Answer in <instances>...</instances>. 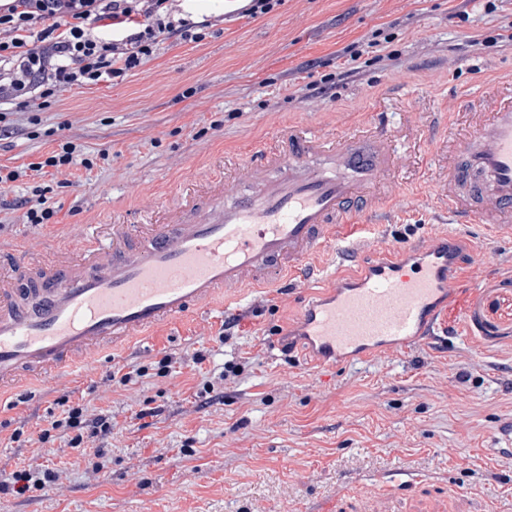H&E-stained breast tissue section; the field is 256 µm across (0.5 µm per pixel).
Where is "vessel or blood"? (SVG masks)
Segmentation results:
<instances>
[{
  "label": "vessel or blood",
  "instance_id": "1",
  "mask_svg": "<svg viewBox=\"0 0 512 512\" xmlns=\"http://www.w3.org/2000/svg\"><path fill=\"white\" fill-rule=\"evenodd\" d=\"M487 112L448 161L438 199L451 221L512 241V84L482 88ZM251 190L223 180L198 186L182 203L141 224L113 217L109 245L61 260L19 259L20 275L0 289V394L15 382L69 368L101 344L120 350L218 294L263 288L280 277L316 290L295 331L316 365L335 367L416 342L446 337L443 313L461 291L469 254L457 231L361 259L348 241L355 218L395 167L386 130L330 140L280 131L255 160L225 159ZM335 245L356 278L323 287L309 255Z\"/></svg>",
  "mask_w": 512,
  "mask_h": 512
}]
</instances>
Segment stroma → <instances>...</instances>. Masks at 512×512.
<instances>
[{
	"label": "stroma",
	"instance_id": "1",
	"mask_svg": "<svg viewBox=\"0 0 512 512\" xmlns=\"http://www.w3.org/2000/svg\"><path fill=\"white\" fill-rule=\"evenodd\" d=\"M171 7L209 22L206 38L165 42L124 80L59 92L38 113L12 104L0 165L40 161L64 138L96 164L46 176L59 206L48 223L0 211V249L83 253L87 225L116 208L136 222L180 184L212 178L214 154L249 153L286 127L339 139L377 121L405 156L382 229L400 246L445 219L424 174L447 163L449 135L467 132L461 94L512 81V46L496 39L512 0H280L256 18L225 0ZM353 53L359 69L337 76ZM324 78L334 85L321 94ZM460 233L472 258L444 344L319 367L283 338L304 302L283 283L13 386L0 400V472L47 466L57 479L0 495V512H512V244L473 225ZM167 356L178 368L157 374ZM230 360L244 371L199 398ZM133 364L149 375L112 381ZM64 399L111 411L103 468L63 437L39 442ZM151 400L163 413L136 419Z\"/></svg>",
	"mask_w": 512,
	"mask_h": 512
}]
</instances>
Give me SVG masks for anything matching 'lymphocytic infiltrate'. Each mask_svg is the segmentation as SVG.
Wrapping results in <instances>:
<instances>
[{
    "mask_svg": "<svg viewBox=\"0 0 512 512\" xmlns=\"http://www.w3.org/2000/svg\"><path fill=\"white\" fill-rule=\"evenodd\" d=\"M170 0H0V124L2 107L26 95L30 108L60 88L112 81L138 68L168 40L205 39L206 22L175 17ZM76 146L65 141L28 167L0 166V197L14 182L45 177L48 169L70 166ZM62 431L70 447L97 439L96 458H105L112 438L110 411L90 413L76 404L51 420L39 439Z\"/></svg>",
    "mask_w": 512,
    "mask_h": 512,
    "instance_id": "obj_1",
    "label": "lymphocytic infiltrate"
}]
</instances>
